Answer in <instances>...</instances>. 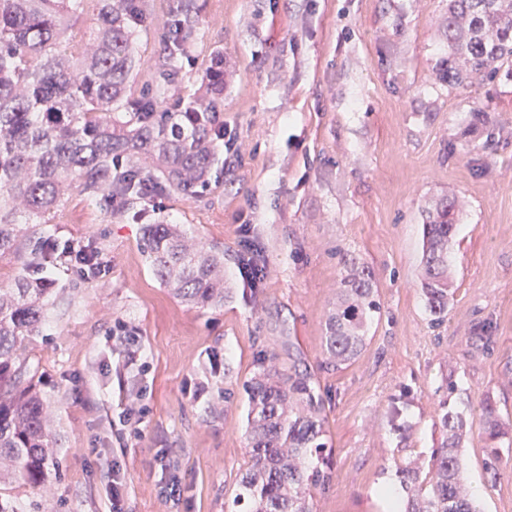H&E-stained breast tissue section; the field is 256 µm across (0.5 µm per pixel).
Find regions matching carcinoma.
I'll use <instances>...</instances> for the list:
<instances>
[{"label":"carcinoma","instance_id":"obj_1","mask_svg":"<svg viewBox=\"0 0 512 512\" xmlns=\"http://www.w3.org/2000/svg\"><path fill=\"white\" fill-rule=\"evenodd\" d=\"M93 24L68 36L85 0H0V258L17 262L11 284L0 286V512H14L6 479L43 484L57 440L51 412L36 392L26 363L41 334L54 288L47 273L64 257L66 241L47 244L35 230L73 190L113 202L121 213L155 192L192 197L208 186L224 139V69L216 59L200 92L184 106L165 83L134 96V43L145 20L143 0H97ZM170 49L184 51L194 36L190 13L173 20ZM446 49L436 70L453 88L467 81L512 75V0H448L442 19ZM457 203L427 209L422 224V294L433 323L448 315L449 257ZM143 252L155 276L181 299L224 302V250L205 248L171 224L143 227ZM328 318L325 347L336 365L353 360L380 304L368 267L351 261ZM245 384L249 450L235 503L248 512H312L313 489L332 478L322 456L321 403L308 372L269 358ZM481 425L502 435L495 409ZM446 440L422 479L406 471L413 493L401 512H479L461 476L464 414L444 410Z\"/></svg>","mask_w":512,"mask_h":512}]
</instances>
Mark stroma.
Returning <instances> with one entry per match:
<instances>
[{"label":"stroma","instance_id":"35a3bbf8","mask_svg":"<svg viewBox=\"0 0 512 512\" xmlns=\"http://www.w3.org/2000/svg\"><path fill=\"white\" fill-rule=\"evenodd\" d=\"M189 5L196 38L166 47ZM132 90L168 73L196 95L215 56L224 90L216 177L193 197L169 193L107 215L71 192L45 229L112 260L101 277L55 270L57 299L30 345L58 441L45 486H12L15 512H110L113 474L125 512H242L247 467L243 385L263 358H295L322 398L332 481L313 512H380L375 491L403 468L428 470L449 408L473 421L463 477L481 512H512V452L489 440L484 402L512 420V78L451 88L434 79L447 0H144ZM484 112L488 121L474 124ZM461 206L451 249L453 298L432 325L418 288L421 211ZM178 224L224 250L223 304L185 302L142 249L146 224ZM264 251L261 288H245L242 229ZM369 267L380 310L360 354L326 363L325 323L344 262ZM137 328L141 367L113 346ZM136 430L119 417L130 403ZM503 451L487 472L490 448ZM165 451L182 482L159 494Z\"/></svg>","mask_w":512,"mask_h":512}]
</instances>
